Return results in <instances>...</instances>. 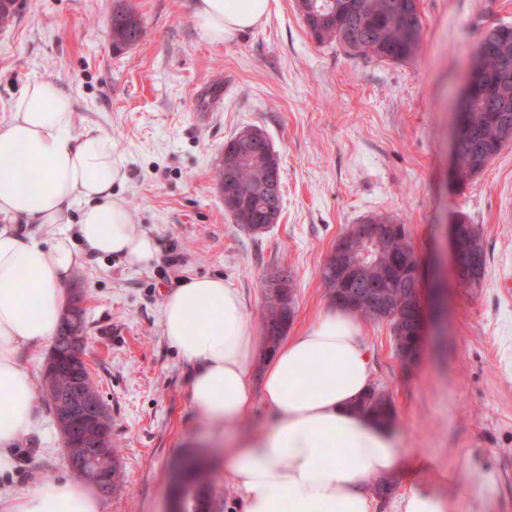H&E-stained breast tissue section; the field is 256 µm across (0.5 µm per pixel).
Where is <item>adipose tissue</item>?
<instances>
[{"instance_id":"adipose-tissue-1","label":"adipose tissue","mask_w":512,"mask_h":512,"mask_svg":"<svg viewBox=\"0 0 512 512\" xmlns=\"http://www.w3.org/2000/svg\"><path fill=\"white\" fill-rule=\"evenodd\" d=\"M273 0H196L194 21L221 43L263 24ZM126 178L110 138L77 129L69 95L27 83L0 121V478L17 468L14 447L34 424L37 380L21 358L52 344L65 286L81 254L145 267L158 245L114 187ZM41 224L46 234L20 233ZM162 332L190 364L191 402L203 418L241 419L255 400L275 424L229 448L224 470L243 512H372L369 485L405 477L398 433L354 410L371 386L359 317L331 307L281 341L256 368L260 338L244 301L220 276L183 279L164 297ZM394 512H457L458 502L416 484ZM0 512H101L78 480L0 489Z\"/></svg>"}]
</instances>
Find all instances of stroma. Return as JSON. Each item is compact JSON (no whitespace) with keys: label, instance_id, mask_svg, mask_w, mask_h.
<instances>
[{"label":"stroma","instance_id":"1","mask_svg":"<svg viewBox=\"0 0 512 512\" xmlns=\"http://www.w3.org/2000/svg\"><path fill=\"white\" fill-rule=\"evenodd\" d=\"M195 0H22L0 30V120L25 83L59 84L78 127L99 130L125 164L117 186L135 223L158 244L145 268L90 257L84 288L85 354L112 416L124 476L101 512H169L172 465L197 451L209 463L214 512H240L224 473V449L270 427L256 404L244 418L211 423L190 399L191 367L162 335L163 289L188 276H221L261 329L264 280L291 272L302 331L332 299L319 269L337 238L372 214L399 216L422 262L442 273L447 304L426 326L412 365L397 357L388 324L365 322L372 384L390 396L403 447L430 465L412 479L456 496L461 512H512V143L459 183L450 139L470 55L486 28L512 24V0H420L423 37L403 63L353 59L311 39L294 0H274L268 19L221 44L202 37ZM145 26L135 45L112 44L115 10ZM261 129L280 158L279 223L243 231L224 208L213 174L224 143ZM479 225L487 254L483 287L449 270L448 226ZM18 443L12 485L71 477L45 397Z\"/></svg>","mask_w":512,"mask_h":512}]
</instances>
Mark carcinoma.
<instances>
[{
  "mask_svg": "<svg viewBox=\"0 0 512 512\" xmlns=\"http://www.w3.org/2000/svg\"><path fill=\"white\" fill-rule=\"evenodd\" d=\"M334 2L336 14L322 21L315 17L308 19L316 44L336 47L351 58H375L391 63L407 62L418 54L423 32L421 13L386 14L378 9L381 0H362L367 4L363 11L351 8L349 0ZM111 34L114 44L132 45L145 35V29L133 13L117 9L112 14ZM485 34L493 36L491 50L482 60L485 92L473 99L459 137L456 169L458 181L463 184L481 174L507 145L502 138L501 125L504 118L512 119V111H498L502 98L512 101V25L496 24ZM273 164L278 166L280 161L271 156L266 140L261 139L236 171L233 208L229 213L247 232L257 233L253 218L262 213V196L258 190ZM360 223L385 225L384 236L373 254L361 263L352 258L343 267L322 266L319 270L321 283L336 305L363 319L387 322L397 356L407 363L414 362L420 344V337L416 335L415 300L420 279L408 226L382 214L364 217ZM464 230L467 239L461 262L465 265L469 248L477 247L479 252H484V240L479 225L466 224ZM372 285L375 286V304L385 314L383 318L370 307L355 303V295ZM294 312L293 297L285 306L269 303L264 307L262 326L269 346H277ZM355 410L382 425L392 424L396 417L390 398L374 388L360 399ZM173 480L177 490L191 496L195 512H213L214 494L208 465L196 454L188 453L183 457Z\"/></svg>",
  "mask_w": 512,
  "mask_h": 512,
  "instance_id": "obj_1",
  "label": "carcinoma"
}]
</instances>
